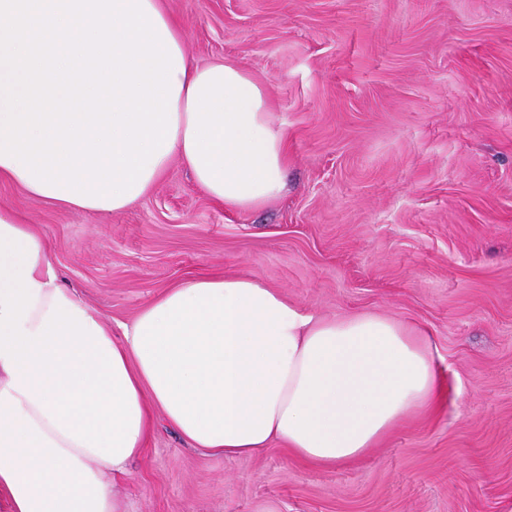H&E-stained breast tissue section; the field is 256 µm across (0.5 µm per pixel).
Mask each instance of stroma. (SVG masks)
Instances as JSON below:
<instances>
[{"mask_svg":"<svg viewBox=\"0 0 512 512\" xmlns=\"http://www.w3.org/2000/svg\"><path fill=\"white\" fill-rule=\"evenodd\" d=\"M192 60L261 83L287 190L210 200L173 161L119 213L63 211L0 182L58 280L112 325L163 290L241 274L325 315L427 332L444 382L362 457L191 447L155 414L114 492L128 512H512V0H165Z\"/></svg>","mask_w":512,"mask_h":512,"instance_id":"1","label":"stroma"}]
</instances>
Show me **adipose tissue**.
<instances>
[{
  "mask_svg": "<svg viewBox=\"0 0 512 512\" xmlns=\"http://www.w3.org/2000/svg\"><path fill=\"white\" fill-rule=\"evenodd\" d=\"M183 67L171 159L234 211L283 194L288 142L264 88L185 55L180 22L149 0ZM439 375L418 328L374 313L323 316L235 274L186 280L120 337L58 282L37 225L0 207V498L9 512H125L112 490L162 413L195 448L245 457L281 442L333 466L363 455L429 403Z\"/></svg>",
  "mask_w": 512,
  "mask_h": 512,
  "instance_id": "adipose-tissue-1",
  "label": "adipose tissue"
}]
</instances>
